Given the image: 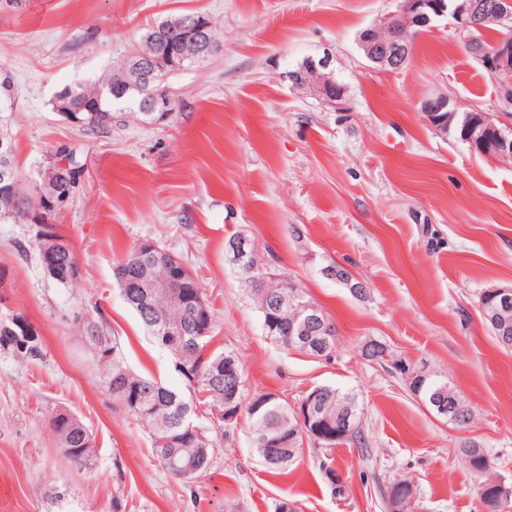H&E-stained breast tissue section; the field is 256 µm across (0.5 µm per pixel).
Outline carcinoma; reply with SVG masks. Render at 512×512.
Here are the masks:
<instances>
[{
  "mask_svg": "<svg viewBox=\"0 0 512 512\" xmlns=\"http://www.w3.org/2000/svg\"><path fill=\"white\" fill-rule=\"evenodd\" d=\"M193 19L191 15L166 17L147 26L158 34L163 49L167 50L172 65L154 74L150 84L152 93L175 103L168 89L169 78L194 66V58L202 52L214 57L223 51L215 35V26L209 28V41L205 45L191 42L183 23ZM142 75L126 67V59L111 66L91 83H76L63 88L73 106L83 109L85 129L103 136L112 134V127L125 118H137L143 94L140 92ZM65 168L52 164L53 176L29 185L18 184L17 205L12 213H0V222L27 224L34 233L33 247L42 252L43 246H55L65 242L51 219L60 205H52L55 188L59 183L73 187L76 184L77 162L67 156ZM161 260L150 265L136 246L116 265L115 277L121 292L133 288L139 274L151 271L154 278L171 281V288L158 292L147 309L142 303L130 304L137 314L147 335L165 347L175 360V367L189 383L192 396L172 390L158 382L127 369L122 361L118 343L112 340L105 319L89 317L77 325L78 332L87 340L98 360L105 365V385L127 412L147 429L150 452L167 473L185 483L207 471L211 464L218 435H226L228 429L237 427L238 421L228 422L219 415L212 419L216 408L224 409V401L231 395L228 387V370L235 371L240 383L236 404L242 407L240 416L246 421L255 449L269 473L278 475L303 456L304 448L293 447L300 441L295 436L293 424L288 421L291 406L275 393L249 394L242 364L231 351L208 353L214 324L213 309L201 291L196 277L181 260L161 248ZM247 293L260 311L266 336L288 351L303 356L327 358L334 345L326 342L313 349L290 345L283 340L285 332L281 321L297 314L299 306L310 302L301 288H282L280 281L269 279L266 289L253 286L252 276L242 275ZM281 298L282 309L277 317L265 312L263 291ZM0 349L11 351L23 360H35L43 356L42 343L35 339L24 347L16 337L0 331ZM409 388L423 398L429 408L448 422L465 427L471 423L472 412L466 400L448 383V377L430 372L426 379L408 381ZM320 410L324 428L333 433L336 421L350 419L354 432L347 442L365 444L362 430L357 427L363 408L358 395L333 386H322ZM51 426L65 458L74 466L92 470L97 459V448L92 433L72 413L58 410L51 417ZM459 452L467 459L479 480V497L485 512H499L490 489L500 481L494 472V462L486 449L476 441L466 440Z\"/></svg>",
  "mask_w": 512,
  "mask_h": 512,
  "instance_id": "1",
  "label": "carcinoma"
}]
</instances>
